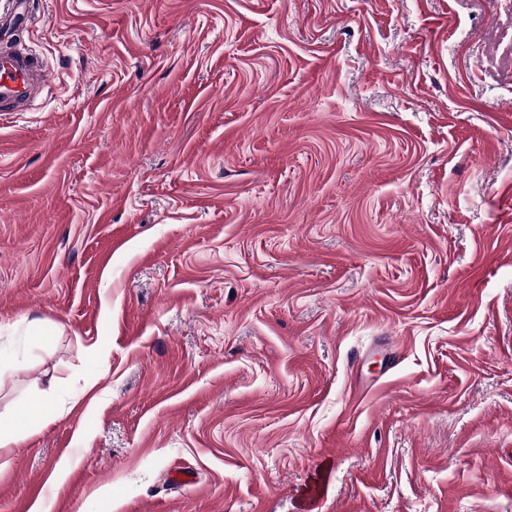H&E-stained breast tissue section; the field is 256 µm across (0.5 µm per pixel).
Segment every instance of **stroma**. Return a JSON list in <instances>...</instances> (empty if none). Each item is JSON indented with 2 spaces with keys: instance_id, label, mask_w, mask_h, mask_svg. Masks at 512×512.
Segmentation results:
<instances>
[{
  "instance_id": "35a3bbf8",
  "label": "stroma",
  "mask_w": 512,
  "mask_h": 512,
  "mask_svg": "<svg viewBox=\"0 0 512 512\" xmlns=\"http://www.w3.org/2000/svg\"><path fill=\"white\" fill-rule=\"evenodd\" d=\"M29 11L0 512H512V0ZM26 421L27 411L15 410L7 415L0 414V472L9 468L10 459L5 449L22 437L20 428Z\"/></svg>"
}]
</instances>
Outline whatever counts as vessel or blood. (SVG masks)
<instances>
[{"mask_svg":"<svg viewBox=\"0 0 512 512\" xmlns=\"http://www.w3.org/2000/svg\"><path fill=\"white\" fill-rule=\"evenodd\" d=\"M29 23L26 0H0V32ZM48 86V70L36 52L0 44V112L27 111L37 93Z\"/></svg>","mask_w":512,"mask_h":512,"instance_id":"1","label":"vessel or blood"}]
</instances>
